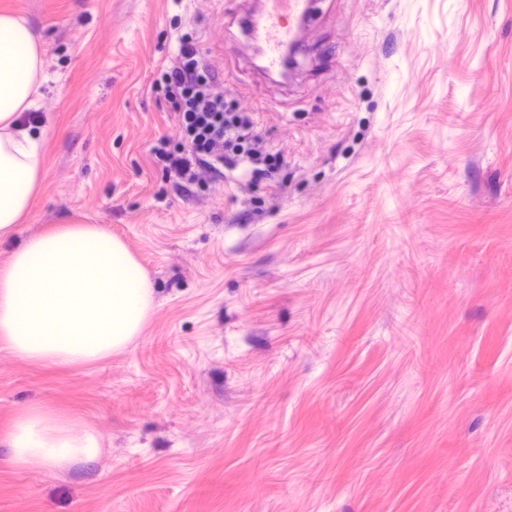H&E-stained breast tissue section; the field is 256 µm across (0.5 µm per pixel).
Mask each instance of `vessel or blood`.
Returning <instances> with one entry per match:
<instances>
[{
	"label": "vessel or blood",
	"instance_id": "1",
	"mask_svg": "<svg viewBox=\"0 0 512 512\" xmlns=\"http://www.w3.org/2000/svg\"><path fill=\"white\" fill-rule=\"evenodd\" d=\"M260 11L249 18L243 30L249 48L245 61H260L268 74L281 73L288 47L303 49L302 21L310 12V0H261Z\"/></svg>",
	"mask_w": 512,
	"mask_h": 512
}]
</instances>
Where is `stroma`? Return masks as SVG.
<instances>
[{"label": "stroma", "mask_w": 512, "mask_h": 512, "mask_svg": "<svg viewBox=\"0 0 512 512\" xmlns=\"http://www.w3.org/2000/svg\"><path fill=\"white\" fill-rule=\"evenodd\" d=\"M13 8L49 122L17 237L104 225L153 302L97 362L0 350V434L40 405L101 437L46 472L0 447V512H512V0H314L285 84L231 49L253 0ZM182 36L283 187L155 165Z\"/></svg>", "instance_id": "stroma-1"}]
</instances>
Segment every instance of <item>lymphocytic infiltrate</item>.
<instances>
[{
  "mask_svg": "<svg viewBox=\"0 0 512 512\" xmlns=\"http://www.w3.org/2000/svg\"><path fill=\"white\" fill-rule=\"evenodd\" d=\"M159 89L175 117L173 136L160 137L153 148L167 171L194 181L220 179L238 169L257 190L284 168V154L269 145L252 112L225 94L216 70L194 44L180 42Z\"/></svg>",
  "mask_w": 512,
  "mask_h": 512,
  "instance_id": "lymphocytic-infiltrate-1",
  "label": "lymphocytic infiltrate"
}]
</instances>
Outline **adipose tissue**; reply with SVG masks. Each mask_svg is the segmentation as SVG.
I'll use <instances>...</instances> for the list:
<instances>
[{
  "mask_svg": "<svg viewBox=\"0 0 512 512\" xmlns=\"http://www.w3.org/2000/svg\"><path fill=\"white\" fill-rule=\"evenodd\" d=\"M43 40L17 10L0 12V241L27 223L41 183L46 124H23L43 82ZM149 278L125 244L96 224L28 238L0 268V349L34 362L77 365L125 348L149 313ZM14 464L36 471L89 461L100 437L33 406L0 437Z\"/></svg>",
  "mask_w": 512,
  "mask_h": 512,
  "instance_id": "ef3b65f1",
  "label": "adipose tissue"
}]
</instances>
